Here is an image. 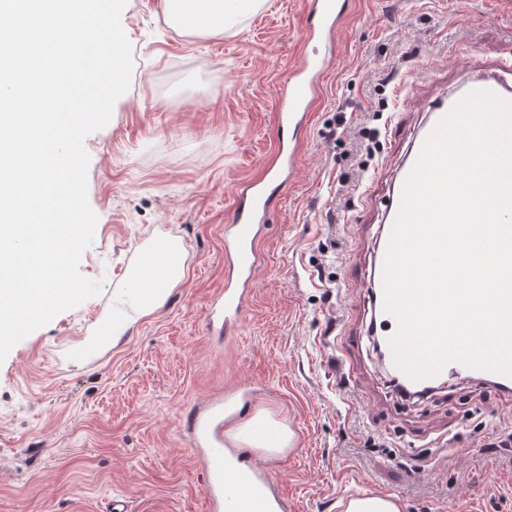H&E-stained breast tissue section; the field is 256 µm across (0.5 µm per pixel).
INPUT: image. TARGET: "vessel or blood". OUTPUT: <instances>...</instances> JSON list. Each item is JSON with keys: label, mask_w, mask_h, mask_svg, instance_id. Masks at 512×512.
<instances>
[{"label": "vessel or blood", "mask_w": 512, "mask_h": 512, "mask_svg": "<svg viewBox=\"0 0 512 512\" xmlns=\"http://www.w3.org/2000/svg\"><path fill=\"white\" fill-rule=\"evenodd\" d=\"M310 12L317 20L309 29L311 42H331L345 18L341 0H310ZM326 55L306 54L292 68L286 90L280 100L277 120L280 127L298 130L305 125L313 106L320 79L329 67ZM475 90H489L502 98L512 100V60H505L500 71L474 77L435 104L426 122L418 131L408 152L404 171H411L420 149L437 122L466 94ZM286 180L271 182L258 178L241 186L231 222L224 236L226 274L224 288L219 291L207 309V320L213 331L223 332L225 325L239 322L246 306L254 275L259 266L257 241L268 220L275 189L285 188ZM402 187L394 185L386 204V219L380 231L382 247L377 250L368 278L373 291L375 324L384 333L392 335L396 323L383 305V246L389 241L391 227L396 218ZM167 265L166 254L157 244L143 246L135 259V279L125 280L130 293H138L147 285L160 283ZM111 321H104L78 347L77 354L87 361H95L110 344ZM441 378L462 377L499 385L512 390V376L467 367L458 362L447 364ZM187 427L192 436L205 477L208 512H224L230 500L251 498L253 512H268L265 490L273 484L272 477L259 475L255 470H233L232 459L224 446V399L216 397L205 408L187 417Z\"/></svg>", "instance_id": "b4317fda"}]
</instances>
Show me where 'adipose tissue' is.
Here are the masks:
<instances>
[{"mask_svg":"<svg viewBox=\"0 0 512 512\" xmlns=\"http://www.w3.org/2000/svg\"><path fill=\"white\" fill-rule=\"evenodd\" d=\"M254 4L255 0H166V17L175 29L215 35L223 33L229 22L249 12ZM182 265L181 245L171 244L165 280L158 287L147 290L146 294L136 296L131 304L132 310L141 316L152 313L161 304L167 289L181 279ZM231 438L275 454L291 442L292 433L287 424L260 411L233 432Z\"/></svg>","mask_w":512,"mask_h":512,"instance_id":"adipose-tissue-1","label":"adipose tissue"}]
</instances>
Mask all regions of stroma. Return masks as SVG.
<instances>
[{"label":"stroma","instance_id":"obj_1","mask_svg":"<svg viewBox=\"0 0 512 512\" xmlns=\"http://www.w3.org/2000/svg\"><path fill=\"white\" fill-rule=\"evenodd\" d=\"M292 180L277 193L240 323L209 330L224 230L240 185L276 153L277 109L306 49L307 0H258L223 34L172 28L165 0H127L130 86L84 147L97 216L81 274L99 295L0 362V512H206L187 413L220 396L225 432L258 411L288 448L226 440L276 475L282 512H345L384 496L401 512H512V394L461 378L401 399L372 351L366 274L389 190L431 107L512 57V0H345ZM377 132L356 155L362 128ZM179 241L184 275L93 364L75 356L118 298L139 245Z\"/></svg>","mask_w":512,"mask_h":512}]
</instances>
